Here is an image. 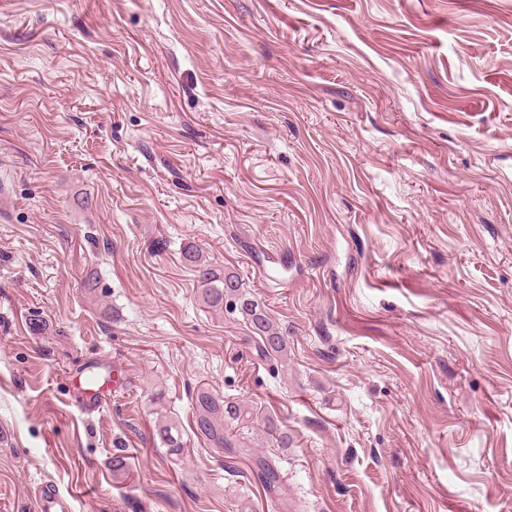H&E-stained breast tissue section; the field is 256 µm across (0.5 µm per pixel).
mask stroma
<instances>
[{
  "instance_id": "1",
  "label": "stroma",
  "mask_w": 512,
  "mask_h": 512,
  "mask_svg": "<svg viewBox=\"0 0 512 512\" xmlns=\"http://www.w3.org/2000/svg\"><path fill=\"white\" fill-rule=\"evenodd\" d=\"M190 245L285 362L200 301ZM95 362L128 386L87 416ZM203 387L287 430L248 434L287 498L194 435ZM41 483L74 512H512V0H0V512ZM183 258L193 268L198 293L208 308L223 311L225 306L237 311L255 335L258 356L280 361L287 358V334L272 320L264 306L242 290V284L234 272L208 263L193 246L184 250ZM98 367L89 365L79 375L72 377L71 386L74 389L78 407L85 412L97 410L107 399L110 388L95 379ZM156 433L161 442L166 446L167 453L170 456H179L182 454L185 446L181 439L179 429L175 424L160 419L156 427Z\"/></svg>"
}]
</instances>
